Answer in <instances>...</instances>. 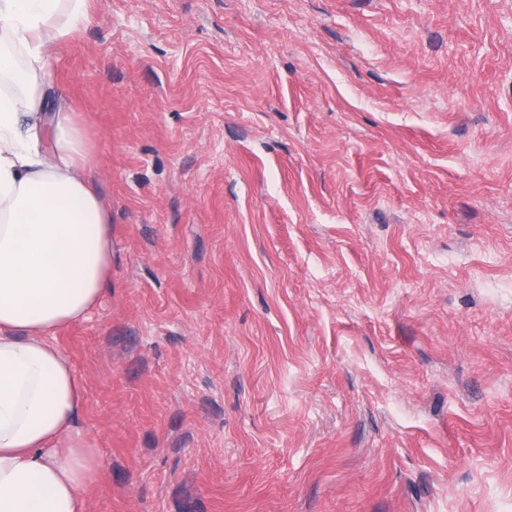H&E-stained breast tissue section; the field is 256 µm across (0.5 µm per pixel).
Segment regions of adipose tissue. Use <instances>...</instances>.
Wrapping results in <instances>:
<instances>
[{
    "label": "adipose tissue",
    "instance_id": "ef3b65f1",
    "mask_svg": "<svg viewBox=\"0 0 512 512\" xmlns=\"http://www.w3.org/2000/svg\"><path fill=\"white\" fill-rule=\"evenodd\" d=\"M92 0H0V512H86L103 460L82 435V385L53 333L83 320L112 269V216L85 175L76 113L48 110L54 48Z\"/></svg>",
    "mask_w": 512,
    "mask_h": 512
}]
</instances>
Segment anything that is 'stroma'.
<instances>
[{
  "label": "stroma",
  "mask_w": 512,
  "mask_h": 512,
  "mask_svg": "<svg viewBox=\"0 0 512 512\" xmlns=\"http://www.w3.org/2000/svg\"><path fill=\"white\" fill-rule=\"evenodd\" d=\"M51 72L88 512H512V0H93Z\"/></svg>",
  "instance_id": "stroma-1"
}]
</instances>
